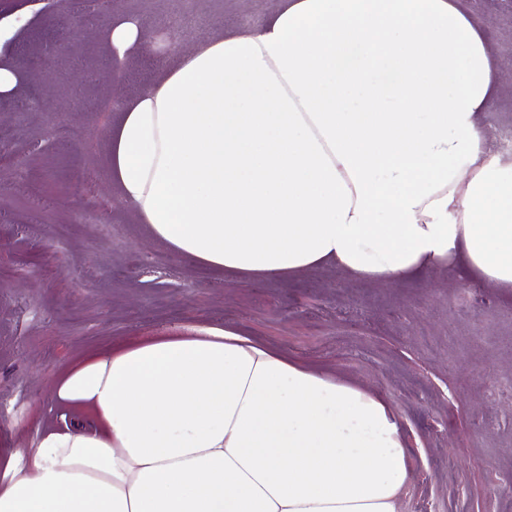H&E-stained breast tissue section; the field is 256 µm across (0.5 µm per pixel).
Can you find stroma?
Here are the masks:
<instances>
[{
    "instance_id": "35a3bbf8",
    "label": "stroma",
    "mask_w": 512,
    "mask_h": 512,
    "mask_svg": "<svg viewBox=\"0 0 512 512\" xmlns=\"http://www.w3.org/2000/svg\"><path fill=\"white\" fill-rule=\"evenodd\" d=\"M512 59V11L462 0ZM275 0H0V448L33 447L59 420L51 389L80 353L109 343L233 326L392 409L410 450L403 512H512V288L455 262L393 284L326 263L243 287L149 241L111 188L113 121L219 31L263 24ZM165 28L114 67L107 30Z\"/></svg>"
}]
</instances>
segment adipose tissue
Here are the masks:
<instances>
[{
  "instance_id": "adipose-tissue-1",
  "label": "adipose tissue",
  "mask_w": 512,
  "mask_h": 512,
  "mask_svg": "<svg viewBox=\"0 0 512 512\" xmlns=\"http://www.w3.org/2000/svg\"><path fill=\"white\" fill-rule=\"evenodd\" d=\"M503 76L461 0H279L127 106L109 183L155 245L238 282L458 260L512 288V155L481 130ZM52 393L61 424L0 455V512H402L386 403L239 329L85 352Z\"/></svg>"
}]
</instances>
